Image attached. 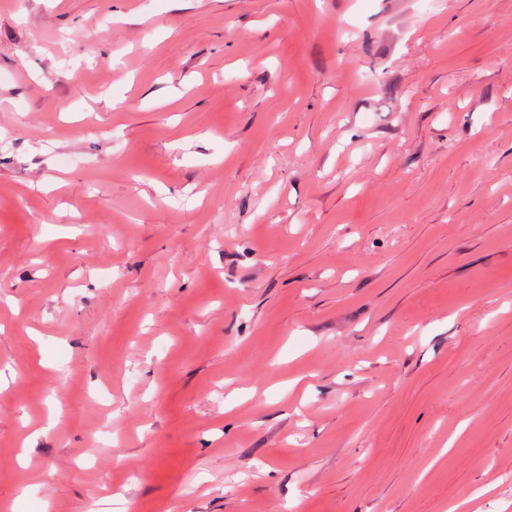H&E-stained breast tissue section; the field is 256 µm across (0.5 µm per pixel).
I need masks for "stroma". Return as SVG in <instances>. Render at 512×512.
Returning a JSON list of instances; mask_svg holds the SVG:
<instances>
[{"label": "stroma", "mask_w": 512, "mask_h": 512, "mask_svg": "<svg viewBox=\"0 0 512 512\" xmlns=\"http://www.w3.org/2000/svg\"><path fill=\"white\" fill-rule=\"evenodd\" d=\"M111 487L512 512V0H0V512Z\"/></svg>", "instance_id": "35a3bbf8"}]
</instances>
